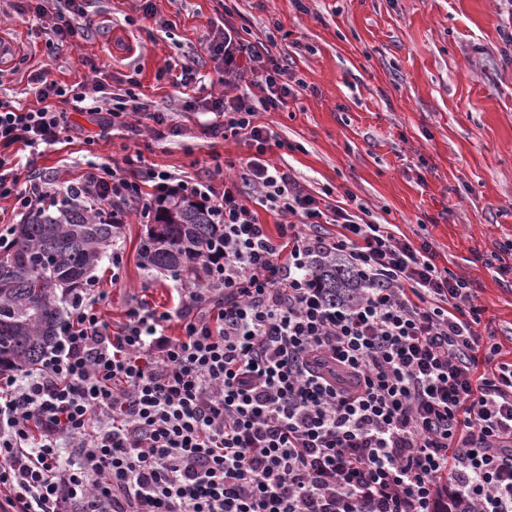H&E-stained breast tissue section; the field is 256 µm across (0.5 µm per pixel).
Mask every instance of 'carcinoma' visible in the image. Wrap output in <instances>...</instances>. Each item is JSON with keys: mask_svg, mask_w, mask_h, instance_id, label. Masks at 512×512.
<instances>
[{"mask_svg": "<svg viewBox=\"0 0 512 512\" xmlns=\"http://www.w3.org/2000/svg\"><path fill=\"white\" fill-rule=\"evenodd\" d=\"M163 225L148 233L140 249L142 264L175 277H191L205 265L222 237L204 207L177 192L153 210ZM118 225L103 213L78 206L30 211L0 250V369L38 365L57 336L65 311L60 303L74 288L87 286L88 274L106 256ZM330 288H352L347 270L334 263L315 268Z\"/></svg>", "mask_w": 512, "mask_h": 512, "instance_id": "carcinoma-1", "label": "carcinoma"}]
</instances>
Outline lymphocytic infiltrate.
Masks as SVG:
<instances>
[{
    "mask_svg": "<svg viewBox=\"0 0 512 512\" xmlns=\"http://www.w3.org/2000/svg\"><path fill=\"white\" fill-rule=\"evenodd\" d=\"M225 94L205 134L244 138L239 179L210 186L143 170L140 151L88 162L79 183L23 186L16 144L60 140L54 102L101 111L100 85L37 87L36 107L0 101V197L22 208L86 200L148 210L143 190L201 201L224 228L202 287L140 302L112 331L105 296L80 289L55 343L23 375L0 372V492L18 512H512V363L481 333L466 279L390 225L308 191L266 157L262 112L296 89L288 67L234 25L214 33ZM283 217L276 231L257 207ZM336 226L323 232V223ZM342 260L355 285L311 271ZM180 335H168L171 322Z\"/></svg>",
    "mask_w": 512,
    "mask_h": 512,
    "instance_id": "1",
    "label": "lymphocytic infiltrate"
}]
</instances>
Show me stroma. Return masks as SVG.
I'll return each instance as SVG.
<instances>
[{"label": "stroma", "instance_id": "35a3bbf8", "mask_svg": "<svg viewBox=\"0 0 512 512\" xmlns=\"http://www.w3.org/2000/svg\"><path fill=\"white\" fill-rule=\"evenodd\" d=\"M94 0L93 24L58 42L50 17L27 0H0V30L17 47L0 67V100L32 107L34 75L63 86L104 83L131 90L148 111L181 127L178 136L128 135L100 128L77 102L63 104L74 124L61 143L20 151L21 179H78L86 159L118 162L140 150L145 165L208 182L224 177L206 159L238 161L252 149L242 139L204 135L200 115L184 110L183 89L170 66L194 65L196 98L222 93L207 52L224 26V0ZM236 0L233 23L288 61L290 80L303 83L282 112L260 122L276 144L267 157L287 167L316 197H354L373 219L396 225L413 243L430 242L439 267L470 282L482 322L512 362V0ZM137 86H129V77ZM149 226L130 209L117 240L121 283L109 260L92 271L105 295L104 320L120 329L138 301L171 303L170 274L145 269L140 246ZM503 258L508 272L494 267Z\"/></svg>", "mask_w": 512, "mask_h": 512}]
</instances>
